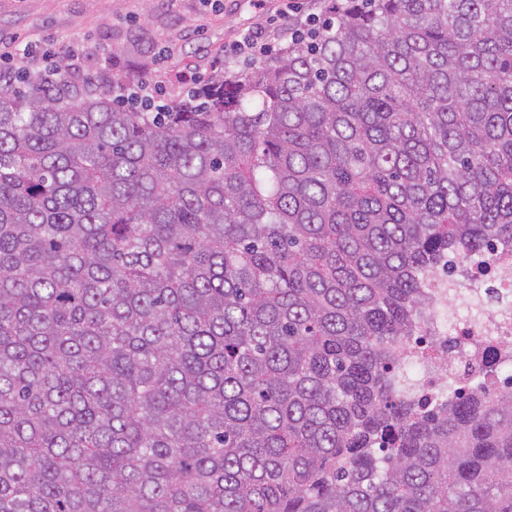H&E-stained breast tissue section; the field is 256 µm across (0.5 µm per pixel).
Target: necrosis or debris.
<instances>
[{
    "instance_id": "obj_1",
    "label": "necrosis or debris",
    "mask_w": 512,
    "mask_h": 512,
    "mask_svg": "<svg viewBox=\"0 0 512 512\" xmlns=\"http://www.w3.org/2000/svg\"><path fill=\"white\" fill-rule=\"evenodd\" d=\"M457 291L452 311L432 314L423 329L447 360L448 382L470 383L475 366L497 369L495 392L512 388V245H496L480 256L454 255L445 276L434 280L436 298Z\"/></svg>"
}]
</instances>
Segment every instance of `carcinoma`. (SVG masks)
Instances as JSON below:
<instances>
[{
  "mask_svg": "<svg viewBox=\"0 0 512 512\" xmlns=\"http://www.w3.org/2000/svg\"><path fill=\"white\" fill-rule=\"evenodd\" d=\"M0 79V512H512V393L428 392L512 243V0H342L160 111Z\"/></svg>",
  "mask_w": 512,
  "mask_h": 512,
  "instance_id": "cac0c4a2",
  "label": "carcinoma"
}]
</instances>
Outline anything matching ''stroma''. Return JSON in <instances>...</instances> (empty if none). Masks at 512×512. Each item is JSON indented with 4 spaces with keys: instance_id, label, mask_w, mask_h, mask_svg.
<instances>
[{
    "instance_id": "stroma-1",
    "label": "stroma",
    "mask_w": 512,
    "mask_h": 512,
    "mask_svg": "<svg viewBox=\"0 0 512 512\" xmlns=\"http://www.w3.org/2000/svg\"><path fill=\"white\" fill-rule=\"evenodd\" d=\"M325 0H0V72L22 67L16 46L41 44L64 51L71 43L87 54L70 80L112 74V58L128 59L130 76L145 74L164 93L191 88L216 71L233 76L244 61L231 48L249 30L288 39L287 9L299 18L321 17Z\"/></svg>"
}]
</instances>
